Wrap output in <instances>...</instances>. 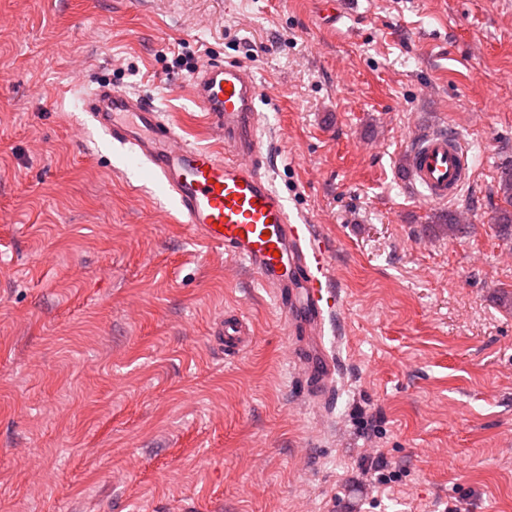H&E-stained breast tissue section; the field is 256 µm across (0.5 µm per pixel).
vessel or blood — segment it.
<instances>
[{"instance_id": "obj_1", "label": "vessel or blood", "mask_w": 512, "mask_h": 512, "mask_svg": "<svg viewBox=\"0 0 512 512\" xmlns=\"http://www.w3.org/2000/svg\"><path fill=\"white\" fill-rule=\"evenodd\" d=\"M192 94L218 148L185 141L142 95L108 84L90 93L84 110L96 128L129 147L132 161L158 180L195 235L247 263L273 291L286 325L306 338L297 357L307 391L325 404L334 389L336 357L320 336L326 317L344 306L331 283L329 246L311 220L291 213L266 175L270 155L258 137L261 91L251 70L205 61L193 77ZM408 159L409 177L430 203L455 200L472 178L462 141L445 129L411 138ZM216 333L228 352L251 342L234 315L221 319Z\"/></svg>"}]
</instances>
